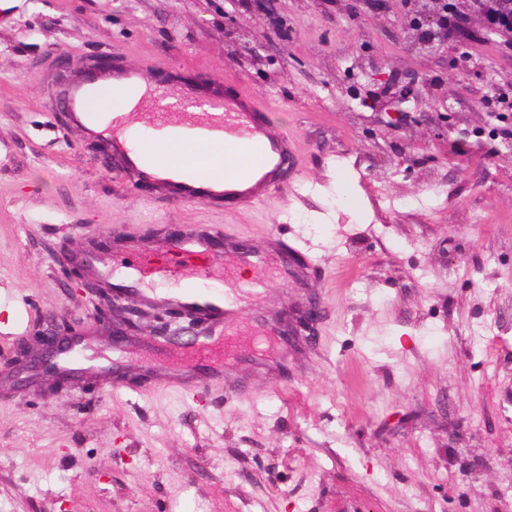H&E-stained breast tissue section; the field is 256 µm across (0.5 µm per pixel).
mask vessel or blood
<instances>
[{"label":"vessel or blood","mask_w":512,"mask_h":512,"mask_svg":"<svg viewBox=\"0 0 512 512\" xmlns=\"http://www.w3.org/2000/svg\"><path fill=\"white\" fill-rule=\"evenodd\" d=\"M142 76L137 68L95 71L67 98L65 108L70 121L83 127L89 124L87 103L98 87L117 81L134 88ZM170 85L172 91L166 97H147L148 109L138 115L141 131L122 122L100 134L129 178L148 182L173 203L218 205L233 212L284 187L283 176L293 156L288 150V136L275 129L271 112L259 111L250 94H226L219 81L204 89L187 77L175 76ZM225 135L244 141L249 153L229 156L222 175L158 163L143 145L144 140L156 139L204 147ZM171 249L174 256L170 259L147 250L137 253L131 276L121 280L119 286L134 301H150L156 292L161 305L201 316L205 327L184 348L192 361L212 362L229 349L230 327L249 321L252 313L224 292L200 287L203 272L215 267L231 280L239 268L247 267L254 272L251 284L256 287L271 277L272 271L263 253L244 247L225 248L219 234L207 229L186 232Z\"/></svg>","instance_id":"vessel-or-blood-1"}]
</instances>
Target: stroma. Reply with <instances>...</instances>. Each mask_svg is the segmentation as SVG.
<instances>
[{
	"mask_svg": "<svg viewBox=\"0 0 512 512\" xmlns=\"http://www.w3.org/2000/svg\"><path fill=\"white\" fill-rule=\"evenodd\" d=\"M455 3L439 45L412 0H0V512H512V47ZM94 57L250 91L287 189L230 214L128 180L66 121L59 76ZM193 228L292 247L233 331L241 393L149 323L113 349L79 290L85 258ZM314 302L311 337L273 336ZM56 326L117 382L19 384Z\"/></svg>",
	"mask_w": 512,
	"mask_h": 512,
	"instance_id": "obj_1",
	"label": "stroma"
}]
</instances>
